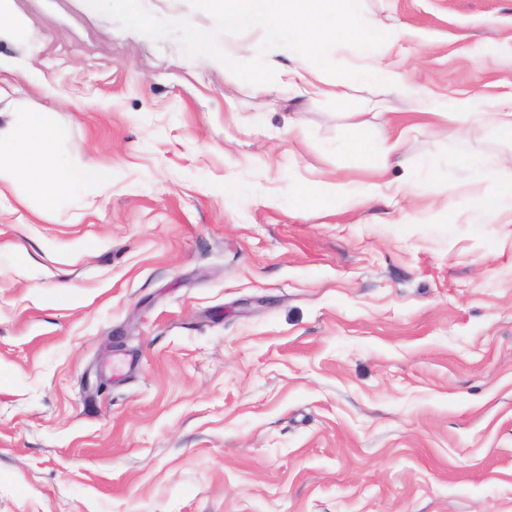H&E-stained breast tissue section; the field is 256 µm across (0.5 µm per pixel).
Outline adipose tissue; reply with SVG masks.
<instances>
[{
    "instance_id": "1",
    "label": "adipose tissue",
    "mask_w": 512,
    "mask_h": 512,
    "mask_svg": "<svg viewBox=\"0 0 512 512\" xmlns=\"http://www.w3.org/2000/svg\"><path fill=\"white\" fill-rule=\"evenodd\" d=\"M224 27L261 28L275 41L286 43L304 59L309 67L285 69V87L305 94L337 97L357 82L350 75L334 85L324 84L314 61L338 44L360 49L386 38L392 41L404 36L401 28L381 21H367L356 7V0H198ZM57 136L52 117L46 112L0 111V198L6 189L23 183L28 193L43 201H52L74 185L83 182L109 188L111 179L94 164L78 167L57 161L52 148ZM406 140L397 136L380 155H372L368 147L366 123H358L343 135V146L360 158L373 157L377 171H384L391 157L402 153ZM382 184L370 182H336L327 187L307 189L303 200L320 209H334L337 199L356 205H367L380 195Z\"/></svg>"
}]
</instances>
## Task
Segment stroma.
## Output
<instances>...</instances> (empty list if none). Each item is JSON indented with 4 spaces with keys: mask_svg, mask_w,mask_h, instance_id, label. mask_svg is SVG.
<instances>
[{
    "mask_svg": "<svg viewBox=\"0 0 512 512\" xmlns=\"http://www.w3.org/2000/svg\"><path fill=\"white\" fill-rule=\"evenodd\" d=\"M142 3L13 0L0 27V108L112 174L0 199V512H512V214L481 223L497 186L468 172L512 155L484 118L512 104V0H359L409 33L332 48L323 82L365 72L341 98L284 89L300 60L262 29ZM179 16L248 52L225 70ZM361 120L375 151L405 134L385 179L415 195L303 208L372 179L340 147Z\"/></svg>",
    "mask_w": 512,
    "mask_h": 512,
    "instance_id": "35a3bbf8",
    "label": "stroma"
}]
</instances>
